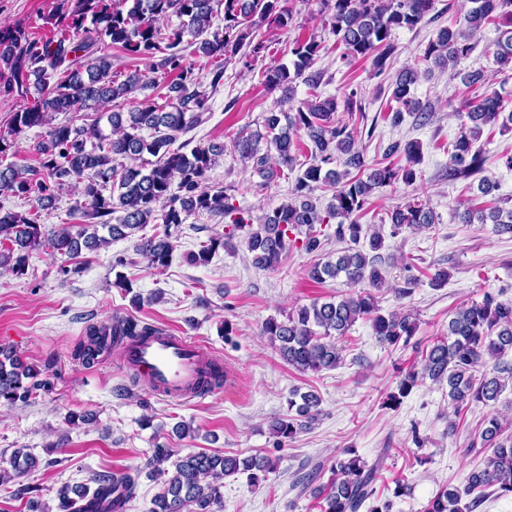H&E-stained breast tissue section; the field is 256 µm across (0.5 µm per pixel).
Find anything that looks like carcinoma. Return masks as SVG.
I'll return each instance as SVG.
<instances>
[{
    "mask_svg": "<svg viewBox=\"0 0 512 512\" xmlns=\"http://www.w3.org/2000/svg\"><path fill=\"white\" fill-rule=\"evenodd\" d=\"M287 0H57L49 16L53 33L35 39L19 25L0 32V77L5 78L3 91L26 95L35 91L33 104L13 114L8 130L0 131V154L16 145V138L34 127L45 129L36 145L39 166L0 167V196H26L37 193V211L18 212L0 206V268L15 275L24 274L30 254L44 248L52 255L74 256L82 249L98 250L111 242L125 239L148 224H163V230L140 239L137 251L148 268L165 270L175 249L172 229L179 228L191 215L209 214L228 220V231L211 236L200 248L187 254L193 265H206L220 248L235 249L236 232L246 236L253 262L259 268L274 269L289 250L313 253L322 248V227L336 221V237L347 239L352 246L340 251L336 261L316 265L309 277L345 278L362 287L355 295L339 300L314 301L289 313L285 319L271 317L262 326L263 335L279 351L288 365L300 372H320L337 366L342 350L336 340L345 336L360 319L371 322L383 344H408L416 323L408 313H380L371 289L381 287L384 274L379 251L385 240L378 234L368 237V255L357 247L365 237L358 217L371 193L399 181L411 185L416 181V166L422 161L420 145L415 141L388 145L385 156L399 154L403 165L377 162L367 165L363 151L356 146L349 125L334 123L333 116L342 107L350 116L364 117L358 89L348 88L341 98L313 96L294 105L298 79L315 89L321 73L313 70L321 43L316 36L297 38L293 42L292 66L275 65L265 71L266 85L281 93L280 102L288 111L272 110L264 117V127L272 134V148L261 151L262 135L241 130L234 150L241 161L261 178L258 187L265 189L278 176L281 166H291L300 150L298 132L310 141L311 162L292 189V198L261 216L246 214L233 204L229 188L206 186L207 174L224 155V146L190 141L178 145L177 139L200 125L209 112V92L223 84L224 63L239 55L248 66L267 46L254 41V32L265 23L286 29L292 22ZM470 7L463 25L443 28L429 40L423 60L446 70L474 49V38L482 29L508 17L507 29L494 43V55L500 69L512 72V0H469ZM322 10L336 41L348 58L371 61L375 76L390 75L391 97L398 108L391 122L398 124L403 113L420 110L414 87L420 78L417 67L406 65L390 73L395 52L392 39L397 29L412 30L434 9V0H321ZM224 14V27L210 31L213 18ZM182 23L162 33L158 22L170 16ZM208 37H203L204 33ZM203 37L196 52L213 63L210 70L211 91L187 65L183 54L184 37ZM111 43L125 56L150 63L151 73L140 69L118 74L112 71L111 57L102 53ZM249 52L241 53L243 47ZM65 79L56 80L60 73ZM165 103L157 104L145 97L130 112H115L114 102L136 92L154 87L157 78L169 75ZM473 97L467 101V117L472 125L461 129L451 142L448 178L468 179L483 172L486 157L474 148L483 127L512 124V108L497 91L485 87L480 73L467 78ZM85 111L83 124L73 120L57 123L56 114ZM107 120L109 131L100 126ZM149 131L144 136L143 131ZM155 157L143 159L144 154ZM345 157L347 170L331 168ZM367 171L366 176H350V169ZM320 185L334 188L331 203L321 212L311 194ZM76 193L69 216L78 215L83 224H59L51 229L39 223V211L55 206L58 195ZM463 224H493L497 231L512 234V207H494L490 212L468 207L457 213ZM392 234L403 228L429 229L438 215L428 203L414 200L395 207L389 214ZM152 325L131 318L112 324V345L151 335ZM106 328L92 326L77 348L84 360L91 359L93 348ZM512 351V302H502L491 295L482 301L458 309L448 321V335L436 340L426 352L420 367L409 369L400 379L397 391L388 395L387 405L397 407L414 387L429 379L447 381L448 399L456 413L472 403L489 405L497 401L503 389L512 384V367L500 365L501 358ZM45 382L10 348L0 346V402L14 405L26 401ZM320 404L311 392L292 393L288 410L297 416L275 419L272 433L283 439L293 438L304 426L303 417L312 421V410ZM500 421L491 417L482 431L483 446L491 448L483 464L472 469L464 489H440L423 512H475L494 487L501 496L512 495V437L499 439ZM10 468H0V481L8 482L38 466L36 457L14 452ZM274 470V463L264 458L226 457L198 451L175 463V472L163 481L151 512H221L224 477L248 474L257 485L262 475ZM379 465H367L354 455L336 461V478L320 491L321 512H391L392 502L375 497L374 487ZM95 488H63L58 493L57 512H101L109 503L117 505L111 494L122 487L121 501L130 499L136 489L131 474H97ZM470 501L462 502V495Z\"/></svg>",
    "mask_w": 512,
    "mask_h": 512,
    "instance_id": "cac0c4a2",
    "label": "carcinoma"
}]
</instances>
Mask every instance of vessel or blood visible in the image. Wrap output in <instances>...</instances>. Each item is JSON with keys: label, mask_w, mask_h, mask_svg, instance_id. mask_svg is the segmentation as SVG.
<instances>
[{"label": "vessel or blood", "mask_w": 512, "mask_h": 512, "mask_svg": "<svg viewBox=\"0 0 512 512\" xmlns=\"http://www.w3.org/2000/svg\"><path fill=\"white\" fill-rule=\"evenodd\" d=\"M122 360L152 392L175 399L197 396L200 379L215 363L207 348L162 327L151 336L127 342Z\"/></svg>", "instance_id": "obj_1"}]
</instances>
